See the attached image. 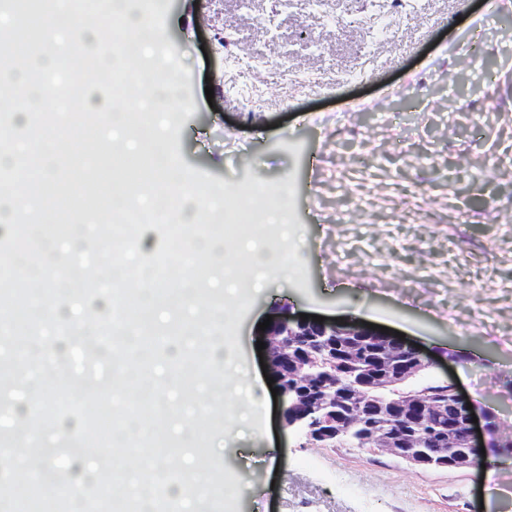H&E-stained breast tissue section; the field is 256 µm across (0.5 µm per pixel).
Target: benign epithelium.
I'll return each mask as SVG.
<instances>
[{
    "label": "benign epithelium",
    "mask_w": 512,
    "mask_h": 512,
    "mask_svg": "<svg viewBox=\"0 0 512 512\" xmlns=\"http://www.w3.org/2000/svg\"><path fill=\"white\" fill-rule=\"evenodd\" d=\"M342 333L361 336L375 345L376 355L359 353L353 346L344 355V368L351 377L347 391L340 394L327 391L324 385L311 389L306 384L314 378H324V362L311 350H297V337L312 335L314 345L323 336ZM268 366L275 378L282 418L287 426H300L309 442L334 444L347 438L360 448L384 451L410 465L433 470H465L478 465L479 448L483 444L477 436L472 414L477 406H468L458 385L448 380L449 409L461 415V423L448 416V428L433 432L428 428V410L434 405L430 392L415 380L435 366L419 349L378 330L357 325H340L311 319L276 318L267 330ZM379 389L394 391L395 398L373 401L374 417L400 416L408 422L409 430L392 433L375 423L373 417L356 416L347 410L348 402L362 398L366 390L360 388L365 373ZM465 433L463 447L456 444V429ZM437 438L439 448L432 450L430 441Z\"/></svg>",
    "instance_id": "1"
}]
</instances>
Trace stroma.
I'll use <instances>...</instances> for the list:
<instances>
[{
	"mask_svg": "<svg viewBox=\"0 0 512 512\" xmlns=\"http://www.w3.org/2000/svg\"><path fill=\"white\" fill-rule=\"evenodd\" d=\"M164 8L156 41L189 70L178 90L194 108L175 114L184 166L237 194L257 180L292 195L298 265L245 288L234 328L243 361L260 372L257 341L267 316L305 313L403 333L436 361L430 382L454 378L478 405L512 393V41L486 40L482 61L467 50L484 27L512 30V0H421L415 18L364 53L346 24L351 0L329 14L308 0H155ZM316 39L320 51L307 49ZM314 74L295 84L275 65ZM368 68L360 84L344 72ZM213 97H206V88ZM433 155L436 166H422ZM419 191H402L403 183ZM360 190L371 220L345 218ZM473 348L477 357L462 356ZM60 365L48 380L116 386L118 360L85 355L71 339L49 345ZM16 361H0V445L31 420ZM195 395L194 446L219 478L205 512H512V464L423 470L381 451L315 447L285 427L266 399L247 420L225 416L223 384ZM240 449L225 462V447ZM501 489L484 504L486 487Z\"/></svg>",
	"mask_w": 512,
	"mask_h": 512,
	"instance_id": "1",
	"label": "stroma"
}]
</instances>
